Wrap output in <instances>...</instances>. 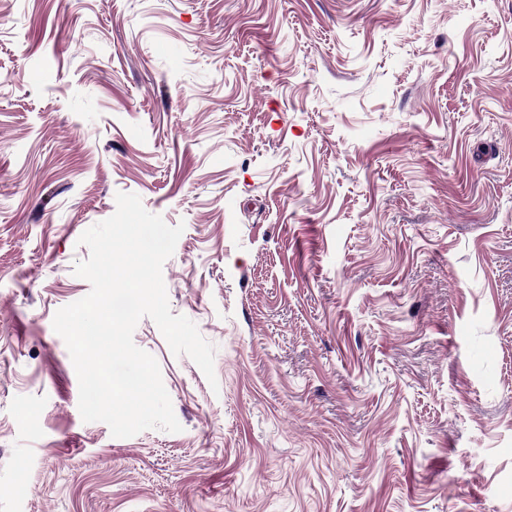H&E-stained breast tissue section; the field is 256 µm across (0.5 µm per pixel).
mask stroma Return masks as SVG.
<instances>
[{
  "instance_id": "35a3bbf8",
  "label": "stroma",
  "mask_w": 512,
  "mask_h": 512,
  "mask_svg": "<svg viewBox=\"0 0 512 512\" xmlns=\"http://www.w3.org/2000/svg\"><path fill=\"white\" fill-rule=\"evenodd\" d=\"M120 193L178 433L53 329ZM0 512H512V0H0Z\"/></svg>"
}]
</instances>
